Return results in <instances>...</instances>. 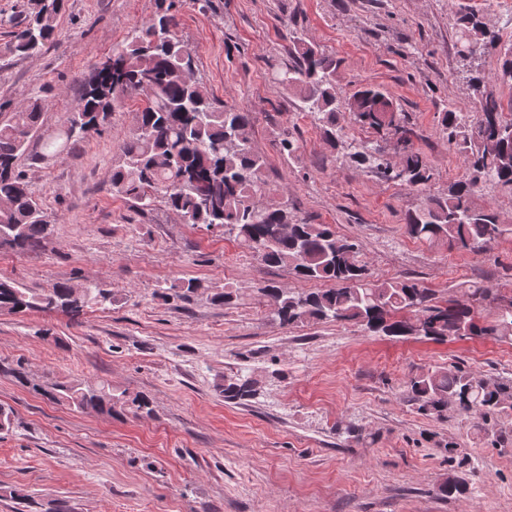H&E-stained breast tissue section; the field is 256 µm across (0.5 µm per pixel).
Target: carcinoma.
I'll list each match as a JSON object with an SVG mask.
<instances>
[{"instance_id": "carcinoma-1", "label": "carcinoma", "mask_w": 512, "mask_h": 512, "mask_svg": "<svg viewBox=\"0 0 512 512\" xmlns=\"http://www.w3.org/2000/svg\"><path fill=\"white\" fill-rule=\"evenodd\" d=\"M30 12L13 25L10 39L0 44V70L16 57L41 54L55 40L57 21L66 0H30ZM460 51L477 57L497 40L475 14L456 18ZM292 63L274 80L296 90L302 111L322 123L326 137L336 141V60L319 46L293 33L288 37ZM197 55L178 36L176 0H161L155 16L132 33L130 40L97 64L82 85L76 106L59 133L32 149L45 109L39 95L9 112H0V251H34L51 232L52 221L19 168L23 157L38 161L68 152L89 127H100L132 94H146L135 113L133 129L121 145L122 163L113 167L115 193L141 208L162 199L183 223L224 234L246 244L264 264L286 267L302 281H323L332 287L290 292L277 285L262 289L272 319L281 325L352 323L386 336H416L443 341L450 336H490L512 340V301L490 321L476 314V302L489 294L475 288L463 300L446 306L433 303L429 288L412 278L373 276L358 245L341 237L329 224L288 213L284 205L263 206L269 194L265 160L250 145V114L220 106L193 79ZM497 82L512 85V47L501 57ZM481 112L471 119L449 108L441 128L462 160L465 174L448 193L427 197L423 205L405 213L407 234L419 241L447 240L464 249L486 247L504 231L500 214L477 202L478 189L491 184L512 193V100L501 97L477 74L469 79ZM352 124L375 131L384 140L396 136L403 143L399 161H390L380 140L349 143L355 163L390 181L387 171L404 172L399 182L421 189L434 179V170L407 144V129L393 99L370 86L353 92L346 101ZM201 288L195 279H182L161 289L159 296L187 299ZM112 303V293L89 284L59 282L47 292H35L0 279V313L61 311L81 317L86 308ZM412 312L411 318L395 317ZM224 400L235 403L255 394L251 379H224ZM51 401L77 411L112 415L126 406L148 408L142 396L125 399L108 384L79 381L56 383L42 390ZM406 398L420 415L437 421L448 412L474 416L485 422L512 411V381L480 379L459 367L433 366L413 372L406 382Z\"/></svg>"}]
</instances>
